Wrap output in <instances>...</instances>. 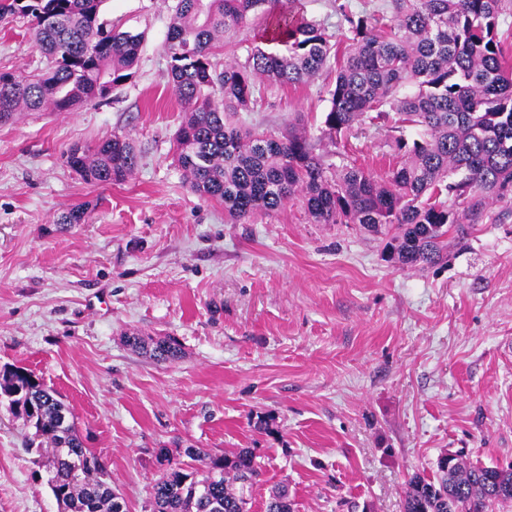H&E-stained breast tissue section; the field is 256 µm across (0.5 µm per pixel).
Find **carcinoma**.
Returning <instances> with one entry per match:
<instances>
[{"instance_id":"obj_1","label":"carcinoma","mask_w":512,"mask_h":512,"mask_svg":"<svg viewBox=\"0 0 512 512\" xmlns=\"http://www.w3.org/2000/svg\"><path fill=\"white\" fill-rule=\"evenodd\" d=\"M106 0H0V19L27 18L47 61L33 73L0 72V124L24 112H71L132 77L145 33L101 19ZM296 0H174L166 40L168 79L185 116L174 160L192 191L224 203L234 224L302 197L316 224H360L391 234L389 259L434 265L448 235L483 219L490 202L512 195V63L499 32L512 0H389L386 11L355 15L341 4L331 31L295 10ZM260 27L280 46L242 45L244 59L220 62L226 39ZM335 64L322 133L330 138L389 117L418 130L394 139L401 166L378 177L317 153L320 139L288 126L280 137L239 124L267 83L296 86ZM67 164L86 182L110 185L131 175L139 154L125 135L71 148ZM87 206L59 224H82ZM127 343L156 362L182 357L179 342L139 332ZM34 429L61 512H128L98 457L86 448L70 408L22 367L0 370V405ZM184 454L159 449L150 512H248L245 489L259 476L249 448ZM437 481L414 476L402 512H493L512 502V469L440 458ZM265 512H294L288 486L276 485Z\"/></svg>"}]
</instances>
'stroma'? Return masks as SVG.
Returning <instances> with one entry per match:
<instances>
[{"label": "stroma", "instance_id": "stroma-1", "mask_svg": "<svg viewBox=\"0 0 512 512\" xmlns=\"http://www.w3.org/2000/svg\"><path fill=\"white\" fill-rule=\"evenodd\" d=\"M101 17L145 31L133 78L77 111L0 124V366L61 395L129 512L148 508L159 448L253 449L250 512L281 483L295 512H401L442 455L512 463V197L431 267L398 266L360 225L313 223L298 199L231 223L173 158L184 114L166 0H106ZM29 38L25 19L0 22V71L45 68ZM334 80L265 88L244 119L276 137L317 130ZM113 134L138 168L85 182L67 152ZM398 134L367 124L345 150L382 176ZM83 203L85 223H59ZM130 330L175 337L182 358L132 351ZM25 434L0 406V512H59Z\"/></svg>", "mask_w": 512, "mask_h": 512}]
</instances>
